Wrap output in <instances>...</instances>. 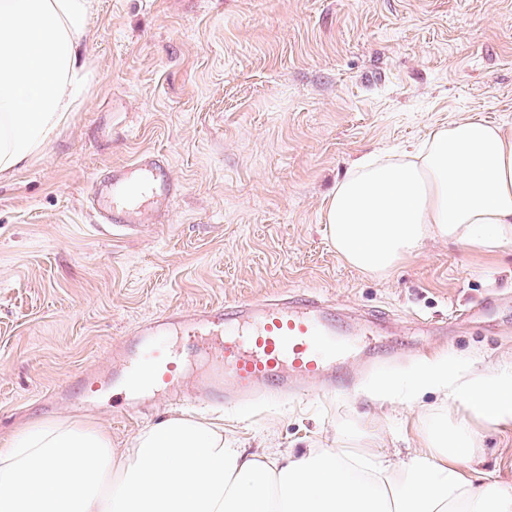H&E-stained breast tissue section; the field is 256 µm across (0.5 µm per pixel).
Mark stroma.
<instances>
[{
  "label": "stroma",
  "instance_id": "35a3bbf8",
  "mask_svg": "<svg viewBox=\"0 0 512 512\" xmlns=\"http://www.w3.org/2000/svg\"><path fill=\"white\" fill-rule=\"evenodd\" d=\"M89 78L60 135L0 181V435L40 418L82 417L124 448L171 416L112 408L114 345L174 308L309 294L336 327L387 316L355 336L352 364L386 346L402 379L381 403L361 373L336 392L184 407L223 418L242 448L371 449L403 460L436 394L405 379L436 357L512 366V249L441 242L388 274L360 273L331 246L326 199L362 156L478 116L512 131V0H94ZM151 150L181 185L133 235L99 229L93 179ZM105 379L75 406L87 364ZM476 479L512 483V425L479 427Z\"/></svg>",
  "mask_w": 512,
  "mask_h": 512
}]
</instances>
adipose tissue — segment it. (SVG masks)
<instances>
[{"mask_svg":"<svg viewBox=\"0 0 512 512\" xmlns=\"http://www.w3.org/2000/svg\"><path fill=\"white\" fill-rule=\"evenodd\" d=\"M93 0H0V179L50 144L79 104ZM339 256L381 276L427 242L512 247V134L477 119L419 149L355 163L326 208ZM448 400L407 460L365 448L231 447L222 425L172 416L128 448L104 428L40 419L0 439V512H512V484L476 482L479 423L512 424V371L437 358L410 377Z\"/></svg>","mask_w":512,"mask_h":512,"instance_id":"obj_1","label":"adipose tissue"}]
</instances>
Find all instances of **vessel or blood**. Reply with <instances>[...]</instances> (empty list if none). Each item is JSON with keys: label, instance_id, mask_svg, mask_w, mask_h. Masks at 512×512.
<instances>
[{"label": "vessel or blood", "instance_id": "b4317fda", "mask_svg": "<svg viewBox=\"0 0 512 512\" xmlns=\"http://www.w3.org/2000/svg\"><path fill=\"white\" fill-rule=\"evenodd\" d=\"M180 188L168 161L152 151L98 175L89 202L107 232H135L147 214L168 211ZM115 348L123 404L136 414L146 395L165 404H229L255 395L279 399L294 382L347 379L351 344L336 339L332 305L309 295L240 300L163 312L131 329ZM178 336L182 349L169 337Z\"/></svg>", "mask_w": 512, "mask_h": 512}]
</instances>
